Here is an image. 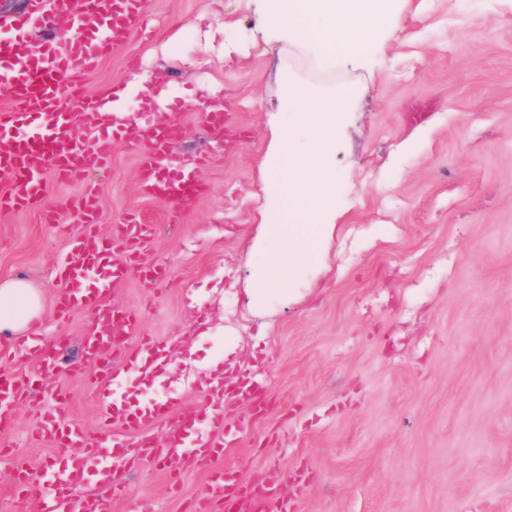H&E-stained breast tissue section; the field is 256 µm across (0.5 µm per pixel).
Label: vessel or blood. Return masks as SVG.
I'll return each mask as SVG.
<instances>
[{"mask_svg":"<svg viewBox=\"0 0 512 512\" xmlns=\"http://www.w3.org/2000/svg\"><path fill=\"white\" fill-rule=\"evenodd\" d=\"M141 5L142 0H28L27 14L0 18V28L7 31L0 37V72L12 73L9 103L0 110L1 212L38 210L45 223H55V211L45 206V171L63 179L80 177L87 168L106 163L115 140L136 152L143 195L180 207L203 192L198 175L207 158L172 151V143L181 135L177 124L105 128L97 100L81 94L77 85L81 75L141 30ZM35 26L49 30V38L31 41L29 32ZM57 30L67 31L68 39H53ZM73 98L80 102L79 111L67 107ZM75 208L83 230L71 239L70 252L55 271L61 286L57 316L66 318L78 307L95 315L82 354L85 362L100 369L101 426L97 437H89L82 425L69 419V394L65 387H57L53 402L43 411L42 427L57 448L48 467L59 479L44 512H107L106 503L97 496L76 500L74 483L89 474L116 491L146 462L163 464L174 473L194 463L210 465L203 512L225 501L235 503L238 512H290L275 480L244 493L234 471L216 466L224 453L225 411L220 396L210 400L206 435L199 433L192 415L175 413L172 402L134 412L114 401L112 387L119 379L133 375L150 386L164 373L157 364L162 349L144 335L139 314L109 306L112 288L139 270L155 227L132 217L113 225L111 235H102L97 229L98 200L90 189ZM130 337L138 339V348H129ZM34 355L45 365L54 361L50 347L30 346L28 339L0 343L1 428L8 426L14 406L32 400L39 386L36 374L18 367ZM171 417L176 423L165 438L150 436L153 423Z\"/></svg>","mask_w":512,"mask_h":512,"instance_id":"1","label":"vessel or blood"}]
</instances>
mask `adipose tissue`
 <instances>
[{"label":"adipose tissue","mask_w":512,"mask_h":512,"mask_svg":"<svg viewBox=\"0 0 512 512\" xmlns=\"http://www.w3.org/2000/svg\"><path fill=\"white\" fill-rule=\"evenodd\" d=\"M400 0H265L268 31L309 53L317 66H371L392 33ZM43 313L23 277L0 283V335L25 334Z\"/></svg>","instance_id":"1"}]
</instances>
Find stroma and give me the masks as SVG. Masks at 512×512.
Instances as JSON below:
<instances>
[{
	"mask_svg": "<svg viewBox=\"0 0 512 512\" xmlns=\"http://www.w3.org/2000/svg\"><path fill=\"white\" fill-rule=\"evenodd\" d=\"M150 38L132 35L83 78L85 91L138 116L167 93L181 154L207 149V105L229 99V141L200 178L207 190L169 223L144 197L124 143L87 182L100 230L129 215L157 233L144 255L164 278L133 275L110 295L168 344L173 370L151 387L118 381L133 404L171 401L206 415V367L235 348L255 367L264 408L228 413L220 466L242 485L306 469L295 512H512V0H402L385 52L369 69H318L265 30L261 0H144ZM147 77L113 98L129 63ZM357 95L336 132L339 204L313 256L262 295L256 274L278 248L264 212L277 199L264 163L289 116L287 74ZM78 183L50 182L36 211L0 213V281L24 275L41 292L37 326L64 361L68 413L96 433L99 411L81 340L91 311L57 321L56 263L83 226ZM193 348L182 359V348ZM0 433V512H37L16 487L17 462L42 475L55 449L32 404ZM177 492H170V485ZM208 470L171 478L142 465L109 493L112 512H187Z\"/></svg>",
	"mask_w": 512,
	"mask_h": 512,
	"instance_id": "obj_1",
	"label": "stroma"
}]
</instances>
